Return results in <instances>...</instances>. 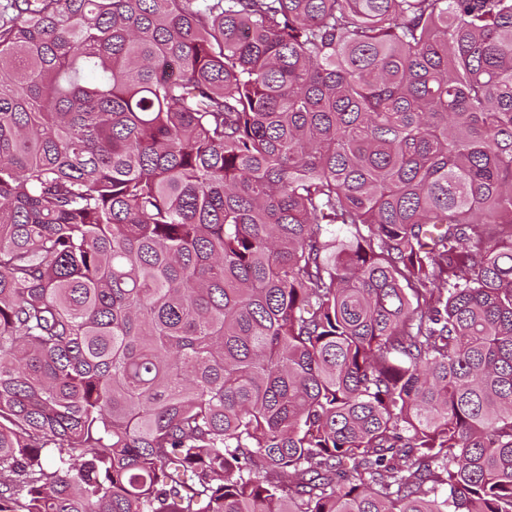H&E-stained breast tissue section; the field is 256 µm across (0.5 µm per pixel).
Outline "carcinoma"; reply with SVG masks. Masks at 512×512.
Wrapping results in <instances>:
<instances>
[{
	"label": "carcinoma",
	"instance_id": "carcinoma-1",
	"mask_svg": "<svg viewBox=\"0 0 512 512\" xmlns=\"http://www.w3.org/2000/svg\"><path fill=\"white\" fill-rule=\"evenodd\" d=\"M0 512H512V0L0 3Z\"/></svg>",
	"mask_w": 512,
	"mask_h": 512
}]
</instances>
